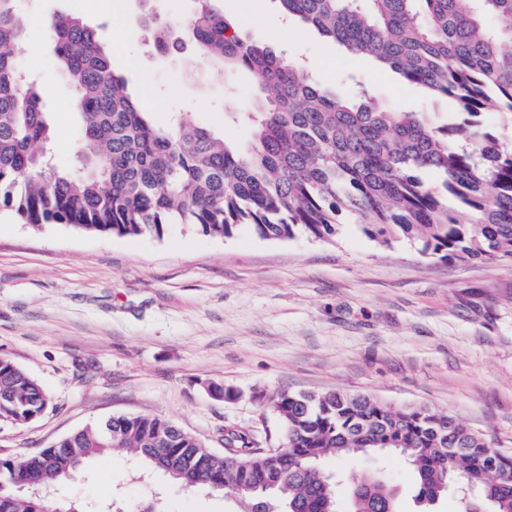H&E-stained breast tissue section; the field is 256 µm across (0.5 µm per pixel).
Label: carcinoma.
Segmentation results:
<instances>
[{
	"label": "carcinoma",
	"instance_id": "cac0c4a2",
	"mask_svg": "<svg viewBox=\"0 0 512 512\" xmlns=\"http://www.w3.org/2000/svg\"><path fill=\"white\" fill-rule=\"evenodd\" d=\"M180 22L140 23L162 55L190 41L189 66L244 68L273 89L245 119L251 139L228 144L188 114L170 128L138 109L110 49L82 18L46 24L58 64L76 90L82 127L74 163L56 166L43 92L19 64L27 29L17 0H0V202L35 228L162 236L185 224L216 238L253 227L270 239L332 242L343 216L382 246L407 241L423 255L496 263L512 259V147L482 128L490 110L512 120V0H275L280 12L324 41L392 71L403 83L453 99V120L396 112L369 88L347 95L287 62L269 42L247 39L213 0ZM432 174L437 183L423 178ZM48 394L0 357V422L43 414ZM284 448H262L224 429L216 451L160 416H114L88 424L36 454L0 457V512H46L38 494L111 450L140 474H167L190 489L224 492L238 512H337L338 480L321 460L397 455L425 510L470 485L461 512H512V454L450 414L393 408L364 394L280 392L272 399ZM350 512H398L397 491L351 474Z\"/></svg>",
	"mask_w": 512,
	"mask_h": 512
}]
</instances>
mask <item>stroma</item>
<instances>
[{
  "label": "stroma",
  "instance_id": "1",
  "mask_svg": "<svg viewBox=\"0 0 512 512\" xmlns=\"http://www.w3.org/2000/svg\"><path fill=\"white\" fill-rule=\"evenodd\" d=\"M242 0H214L243 35L279 46L319 82L347 93L368 83L399 112L453 111L421 86L402 84L367 59L336 54L273 0L257 15ZM88 0H26L40 17L80 15L112 46L110 62L127 90L161 126L191 113L227 142L249 140L248 123L225 121L226 107L250 112L258 91L243 70L186 80L181 58L160 56L136 24L137 0H112L108 13ZM25 70L50 87L45 101L56 165L73 163L79 143L76 91L59 69L47 27L27 32ZM0 356L28 370L52 400L39 418L0 423V457L34 453L86 424L115 415L168 418L223 450L226 427L254 434L261 447L285 438L268 399L277 392L367 394L392 406H424L455 416L512 452V262L488 264L420 254L407 243L381 248L356 225L334 242L277 240L242 227L214 238L187 225L162 236L88 234L65 225L35 228L0 204ZM213 381L234 387L216 399ZM338 473L373 472L400 490V512H416L406 463L327 457ZM121 453L99 457L51 489L48 504L76 499L142 512H235L221 493H197L160 472L135 476Z\"/></svg>",
  "mask_w": 512,
  "mask_h": 512
}]
</instances>
